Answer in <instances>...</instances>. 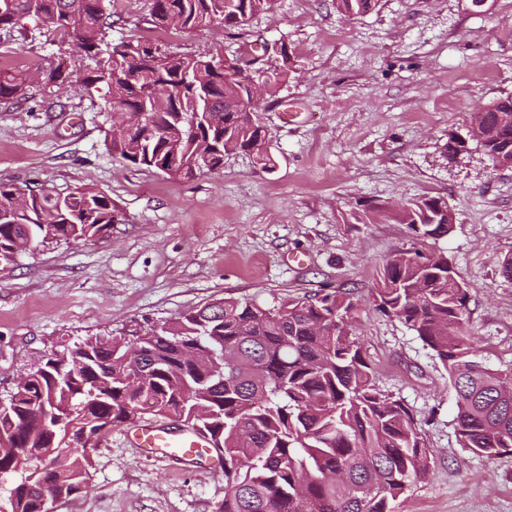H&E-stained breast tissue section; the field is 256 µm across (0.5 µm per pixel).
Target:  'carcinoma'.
<instances>
[{
  "label": "carcinoma",
  "instance_id": "cac0c4a2",
  "mask_svg": "<svg viewBox=\"0 0 512 512\" xmlns=\"http://www.w3.org/2000/svg\"><path fill=\"white\" fill-rule=\"evenodd\" d=\"M378 0H336L349 17L373 11ZM274 0H153L155 26L190 32L222 25L243 31ZM76 42L96 68L71 81L61 66L46 82L90 93L105 90V108L120 123L107 137L112 157L160 170L171 154L197 160L174 176L191 179L244 152L265 171L269 152L255 148L263 127L244 105L243 57L216 60L178 54L158 44L106 41L102 0H0V30L25 18ZM285 75L270 64L258 78L269 89ZM27 78L0 69V98L23 96ZM249 111H243V107ZM484 148L512 151V96L472 113ZM21 189L0 181V266L15 261L21 235L36 243H68L102 235L115 221L112 200L91 189L65 196L44 191L19 209ZM438 198L410 200L399 210L417 241L448 235L452 225ZM361 224L380 220L378 207L352 213ZM372 304L416 333L445 370L455 391V431L476 454L512 452V370L493 368L477 354L469 329V293L444 254L417 248L392 255L380 269ZM357 305L336 290L268 307L226 298L176 321L140 324L110 339L89 336L63 346L56 366L19 382L0 410V474L19 473L10 512H50L43 498L37 452L65 448L69 460L46 479L58 491L86 488L91 467L76 428L103 421L116 427L139 408L177 417L207 435L224 456V499L215 512H392L409 484L425 477L433 456L412 414L380 390L350 320ZM147 353L142 368L126 357L132 340Z\"/></svg>",
  "mask_w": 512,
  "mask_h": 512
}]
</instances>
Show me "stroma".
I'll return each instance as SVG.
<instances>
[{
    "label": "stroma",
    "instance_id": "stroma-1",
    "mask_svg": "<svg viewBox=\"0 0 512 512\" xmlns=\"http://www.w3.org/2000/svg\"><path fill=\"white\" fill-rule=\"evenodd\" d=\"M103 3L112 39L268 63L288 51L287 79L257 105L275 169L241 152L192 179L125 165L106 147L112 115L102 93L44 79L60 64L83 76L94 60L35 18L24 20V36L1 39L0 67L25 71L28 87L0 99V180L63 195L93 189L111 199L117 221L98 238L34 247L0 270V398L61 345L112 337L133 320L171 322L230 297L273 306L346 289L377 385L434 450L428 476L393 512H512V454L460 446L446 370L371 303L379 269L414 244L407 226L390 212L375 224L352 217L365 203L447 201L453 230L423 250L446 254L465 282L479 357L512 369V281L499 274L512 257V168H495L469 138L471 112L512 95V0H379L358 18L337 13L334 0H275L243 38L216 25L163 40L152 0ZM452 136L469 141L453 158ZM127 431L103 436L87 488L52 512H214L224 497L216 455L148 458Z\"/></svg>",
    "mask_w": 512,
    "mask_h": 512
}]
</instances>
